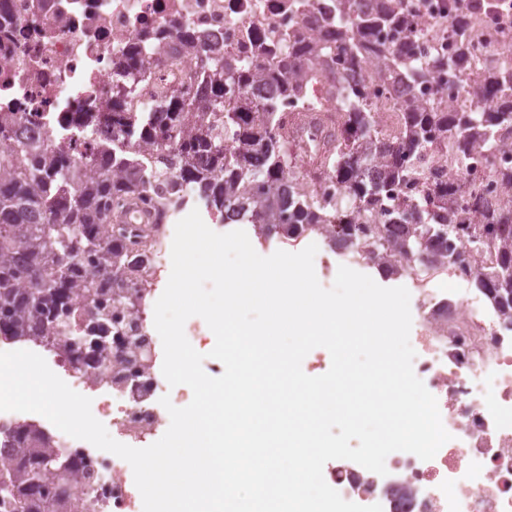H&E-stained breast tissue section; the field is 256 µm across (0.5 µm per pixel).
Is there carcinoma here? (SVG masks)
Returning <instances> with one entry per match:
<instances>
[{"label": "carcinoma", "instance_id": "carcinoma-1", "mask_svg": "<svg viewBox=\"0 0 512 512\" xmlns=\"http://www.w3.org/2000/svg\"><path fill=\"white\" fill-rule=\"evenodd\" d=\"M370 12L355 0H336V38L307 49L288 44V55L259 74L231 54H212L204 42L178 36L202 58L200 78L183 95L160 100L143 114L126 109L135 81L155 74L168 53H128L119 62L112 96V135L99 149L78 158L72 148L54 149L15 136L0 159V337L59 343L69 335L68 303L83 293L89 309L107 316L134 305L124 278L145 267L148 249L133 250L111 223L114 203L154 196L166 218L192 201L204 204L221 224H251L258 237L319 232L334 249H356L387 275L451 268L466 253L448 248V238H471L467 225H483L481 244L496 262L479 266L471 283L503 315H512V169H492L505 198L489 201L469 187L461 165L471 156L491 157L512 140V45L505 60L485 68L476 87L468 61L476 37L475 12L453 7L450 44L437 68L469 98L470 106L442 112L411 103L404 133L378 138L368 87L351 90L336 75V128L327 135L333 163L313 178L336 182V196L299 188L307 174L287 142L277 137L278 96L302 90L301 78L319 56L332 51L360 66L379 58L391 76L411 67L406 45L408 13L391 0H374ZM387 44L371 41L374 31ZM151 152L154 165L124 151L131 141ZM380 224H399L392 237ZM102 279L85 278L86 266ZM20 462L0 468V493L14 512H99L97 500L54 452L52 439L28 425L15 432ZM66 465L78 494L67 495L54 470ZM41 469L32 486V472Z\"/></svg>", "mask_w": 512, "mask_h": 512}]
</instances>
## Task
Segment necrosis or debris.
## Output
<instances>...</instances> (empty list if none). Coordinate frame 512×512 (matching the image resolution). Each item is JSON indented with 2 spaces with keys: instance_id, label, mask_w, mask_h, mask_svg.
I'll use <instances>...</instances> for the list:
<instances>
[{
  "instance_id": "4bbe7bcc",
  "label": "necrosis or debris",
  "mask_w": 512,
  "mask_h": 512,
  "mask_svg": "<svg viewBox=\"0 0 512 512\" xmlns=\"http://www.w3.org/2000/svg\"><path fill=\"white\" fill-rule=\"evenodd\" d=\"M336 0H0V127L49 135L53 145L78 152L97 147L101 127L112 120L113 65L136 41L153 50L172 41L170 23L213 49L256 67L286 55L288 38L324 43ZM448 0H427L410 17L416 34L411 54L425 77L391 78L376 60L343 70L349 86L367 83L383 133L401 128L400 112L411 99L433 98L442 108H467L449 89L433 60L448 42ZM199 69L192 56L169 60L159 77L139 85L127 107L148 111L152 102L187 84ZM301 97L281 96L279 130L296 137L306 160L320 123L335 103L330 76L313 69L303 77ZM126 225L132 247L152 244L143 274L140 304L109 320L106 348L68 354L42 346L41 356L73 390L92 401L94 417L118 442L144 448L158 440L168 418L161 397L188 402V386H169L163 345L154 326V306L168 275L170 225L152 199L137 200ZM410 311L419 349L413 370L436 398L450 439L430 460L396 451L386 475L346 459L329 463L325 481L349 500L381 505L383 512H512V317L488 300L467 293L449 297L412 283ZM53 446L73 463L99 503V512H143L131 466L87 441L57 433Z\"/></svg>"
}]
</instances>
